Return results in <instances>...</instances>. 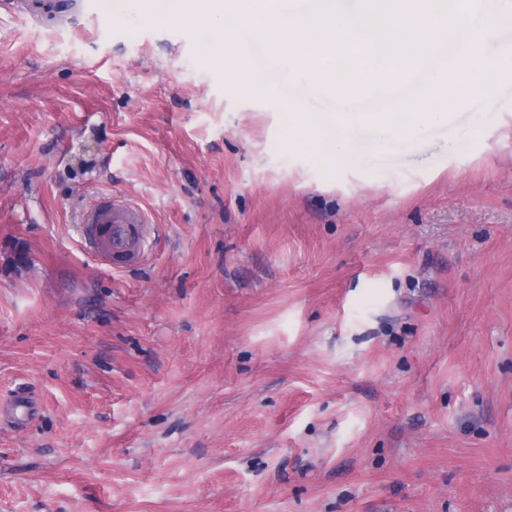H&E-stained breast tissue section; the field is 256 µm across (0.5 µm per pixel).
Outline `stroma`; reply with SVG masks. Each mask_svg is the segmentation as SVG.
<instances>
[{
    "mask_svg": "<svg viewBox=\"0 0 512 512\" xmlns=\"http://www.w3.org/2000/svg\"><path fill=\"white\" fill-rule=\"evenodd\" d=\"M392 164L285 149L180 21L0 6V512H512V57ZM120 196L148 252L105 263ZM58 0H12V10L24 15L31 23L49 20L57 13ZM146 223L134 203L103 199L85 213L79 231L87 246L109 260H140L146 244L140 239L139 224Z\"/></svg>",
    "mask_w": 512,
    "mask_h": 512,
    "instance_id": "obj_1",
    "label": "stroma"
}]
</instances>
